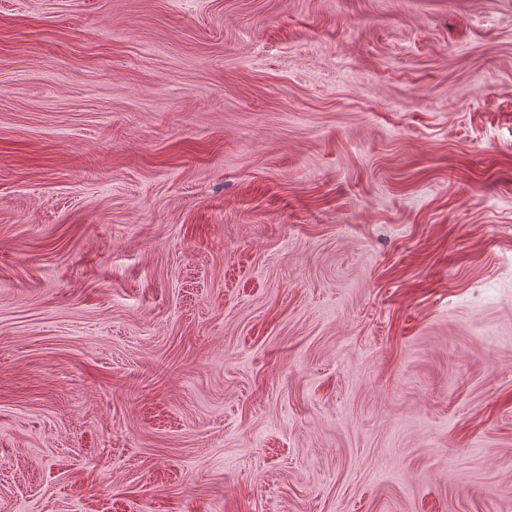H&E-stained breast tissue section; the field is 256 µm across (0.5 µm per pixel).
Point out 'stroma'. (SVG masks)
Returning <instances> with one entry per match:
<instances>
[{
  "instance_id": "35a3bbf8",
  "label": "stroma",
  "mask_w": 512,
  "mask_h": 512,
  "mask_svg": "<svg viewBox=\"0 0 512 512\" xmlns=\"http://www.w3.org/2000/svg\"><path fill=\"white\" fill-rule=\"evenodd\" d=\"M0 512H512V0H0Z\"/></svg>"
}]
</instances>
